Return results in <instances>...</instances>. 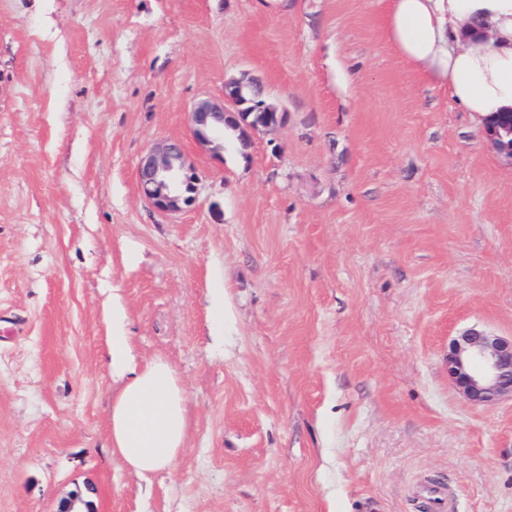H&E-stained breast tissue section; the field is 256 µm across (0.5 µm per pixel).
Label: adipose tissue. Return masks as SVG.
Returning a JSON list of instances; mask_svg holds the SVG:
<instances>
[{"label": "adipose tissue", "mask_w": 512, "mask_h": 512, "mask_svg": "<svg viewBox=\"0 0 512 512\" xmlns=\"http://www.w3.org/2000/svg\"><path fill=\"white\" fill-rule=\"evenodd\" d=\"M387 41L431 85L488 122L512 111V0H388ZM112 450L141 477L173 466L188 432L187 391L169 360L136 362L120 303L108 338Z\"/></svg>", "instance_id": "1"}]
</instances>
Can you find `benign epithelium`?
Wrapping results in <instances>:
<instances>
[{
    "mask_svg": "<svg viewBox=\"0 0 512 512\" xmlns=\"http://www.w3.org/2000/svg\"><path fill=\"white\" fill-rule=\"evenodd\" d=\"M239 81L228 83L221 101L200 99L193 107L191 121L195 139L202 146L224 140V122L239 116ZM260 111L270 115L251 127L274 128L282 111L264 101ZM483 134L492 147L512 161V122L486 127ZM138 184L151 206L169 213L190 208L196 202L197 176L185 158L179 140H164L146 150L137 165ZM448 375L454 386L474 404H487L512 395V337L496 336L471 328L453 339L448 351Z\"/></svg>",
    "mask_w": 512,
    "mask_h": 512,
    "instance_id": "benign-epithelium-1",
    "label": "benign epithelium"
}]
</instances>
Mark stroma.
<instances>
[{"mask_svg":"<svg viewBox=\"0 0 512 512\" xmlns=\"http://www.w3.org/2000/svg\"><path fill=\"white\" fill-rule=\"evenodd\" d=\"M382 0H0V512H512V397L448 376L512 336V161L388 44ZM256 78L284 113L201 149ZM176 139L195 204L137 164ZM120 298L190 427L143 480L110 448ZM252 84H243L239 81L229 82L224 89V98L222 101H213L210 99H200L193 107L191 112V121L195 139L202 146L210 145L214 142H224V122L228 117H238L241 113L240 101L241 92L231 91L236 87L247 86L254 89L258 96L264 101L259 105L260 112H267L271 117L266 121L258 119L255 122H248L251 127L274 128L282 121V111L265 99L262 86L255 80ZM241 112V113H239ZM137 174L142 195L158 212L181 211L196 202L198 179L179 140H164L146 150ZM448 375L474 404L512 395V336L471 328L453 339L448 351Z\"/></svg>","mask_w":512,"mask_h":512,"instance_id":"35a3bbf8","label":"stroma"}]
</instances>
